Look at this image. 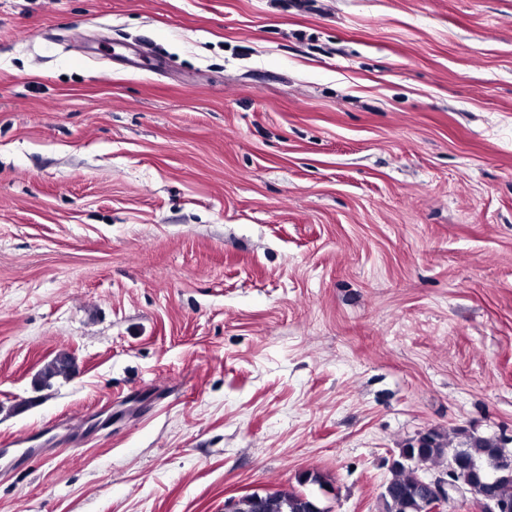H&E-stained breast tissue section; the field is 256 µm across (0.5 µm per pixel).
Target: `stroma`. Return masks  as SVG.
<instances>
[{
  "label": "stroma",
  "instance_id": "obj_1",
  "mask_svg": "<svg viewBox=\"0 0 512 512\" xmlns=\"http://www.w3.org/2000/svg\"><path fill=\"white\" fill-rule=\"evenodd\" d=\"M437 428L512 436V0H0V512H381ZM310 504H314L316 508L311 509ZM232 509L233 512H323L318 508L312 494L295 490L252 493L241 496L238 500L229 498L224 502V511L232 512Z\"/></svg>",
  "mask_w": 512,
  "mask_h": 512
}]
</instances>
